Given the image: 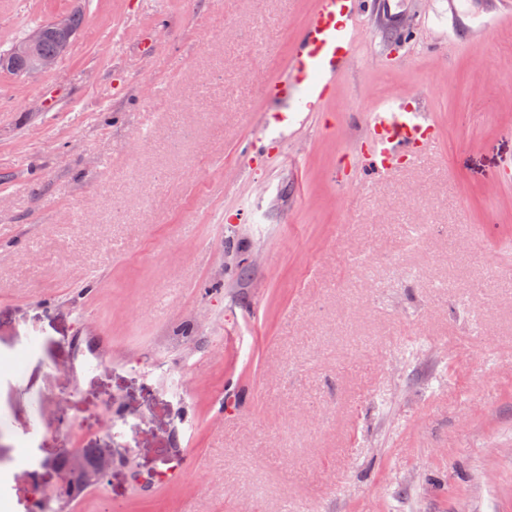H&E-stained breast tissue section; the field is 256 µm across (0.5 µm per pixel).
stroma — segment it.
<instances>
[{
	"instance_id": "1",
	"label": "stroma",
	"mask_w": 512,
	"mask_h": 512,
	"mask_svg": "<svg viewBox=\"0 0 512 512\" xmlns=\"http://www.w3.org/2000/svg\"><path fill=\"white\" fill-rule=\"evenodd\" d=\"M493 2L452 38L444 0H402L394 55L363 18L312 123L269 134L259 83L311 0H0V52L84 17L52 68L0 70V512H34L16 461L63 446L168 476L113 467L65 512H512ZM386 99L437 140L369 179L360 129Z\"/></svg>"
}]
</instances>
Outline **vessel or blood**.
Returning <instances> with one entry per match:
<instances>
[{
  "instance_id": "vessel-or-blood-1",
  "label": "vessel or blood",
  "mask_w": 512,
  "mask_h": 512,
  "mask_svg": "<svg viewBox=\"0 0 512 512\" xmlns=\"http://www.w3.org/2000/svg\"><path fill=\"white\" fill-rule=\"evenodd\" d=\"M375 0H314L312 11L284 69L262 84L265 99L276 104L280 123L306 125L325 99L356 47V27ZM372 173H388L402 156L417 160L435 139L427 113L401 102H379L365 120Z\"/></svg>"
}]
</instances>
